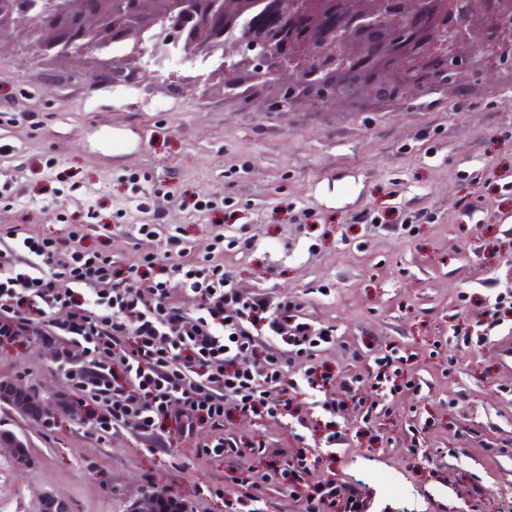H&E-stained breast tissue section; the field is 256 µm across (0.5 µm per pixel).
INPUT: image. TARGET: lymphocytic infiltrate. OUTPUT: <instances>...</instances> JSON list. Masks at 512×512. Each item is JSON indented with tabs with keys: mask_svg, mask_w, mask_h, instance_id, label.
Segmentation results:
<instances>
[{
	"mask_svg": "<svg viewBox=\"0 0 512 512\" xmlns=\"http://www.w3.org/2000/svg\"><path fill=\"white\" fill-rule=\"evenodd\" d=\"M184 291L198 297L196 309L180 305ZM333 341L331 328L306 321L301 303L237 288L224 268L223 234L194 253L172 234L127 263L87 250L76 230L59 243L19 224L0 227V349L48 346L72 409L91 410L97 436L129 430L153 446L172 432L190 440L209 429L199 455L236 461L226 480L245 492L227 499L223 487L200 485L196 496L223 498L226 512H263L270 485L297 512H365L354 488L318 473V451L346 441L336 421L343 408L365 424L378 412L366 385L395 391L413 382L389 352L362 376L321 371L317 357ZM309 389L334 390L325 418H310ZM228 396L255 421L290 420L296 450L227 432Z\"/></svg>",
	"mask_w": 512,
	"mask_h": 512,
	"instance_id": "lymphocytic-infiltrate-1",
	"label": "lymphocytic infiltrate"
}]
</instances>
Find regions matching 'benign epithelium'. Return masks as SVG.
<instances>
[{
  "mask_svg": "<svg viewBox=\"0 0 512 512\" xmlns=\"http://www.w3.org/2000/svg\"><path fill=\"white\" fill-rule=\"evenodd\" d=\"M17 28L59 57L127 46L107 77L144 72L146 56L211 59L224 94L264 112L411 107L463 74L512 67V0H0V47Z\"/></svg>",
  "mask_w": 512,
  "mask_h": 512,
  "instance_id": "obj_1",
  "label": "benign epithelium"
}]
</instances>
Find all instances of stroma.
Returning a JSON list of instances; mask_svg holds the SVG:
<instances>
[{
	"mask_svg": "<svg viewBox=\"0 0 512 512\" xmlns=\"http://www.w3.org/2000/svg\"><path fill=\"white\" fill-rule=\"evenodd\" d=\"M24 41L14 34L0 53V184L12 187L0 225L59 239L70 224L86 247L127 262L154 214L159 238L189 246L219 232L248 238L225 250V269L237 287L301 302L314 327H332L320 362L360 374L395 347L417 382L387 395L373 422L389 445L350 438L323 469L364 493L369 512H512V447L499 449L512 440V313L497 324L485 314L512 292V70L462 77L418 109L253 112L216 76L194 91L149 73L94 86L97 54L24 55ZM115 130L126 141L117 153L106 144ZM186 192L218 210L182 206ZM91 209L97 222L84 220ZM362 211L386 221L354 223ZM0 379L54 404L69 392L37 343L0 351ZM1 429L26 440L31 462L18 466L0 444V512H42L48 495L70 512H129L153 486L187 512H225L223 500L195 497L197 485L225 486L224 463L194 448L208 431L148 454L126 430L97 440L85 415L43 422L0 402ZM413 448L431 463L409 467Z\"/></svg>",
	"mask_w": 512,
	"mask_h": 512,
	"instance_id": "35a3bbf8",
	"label": "stroma"
}]
</instances>
